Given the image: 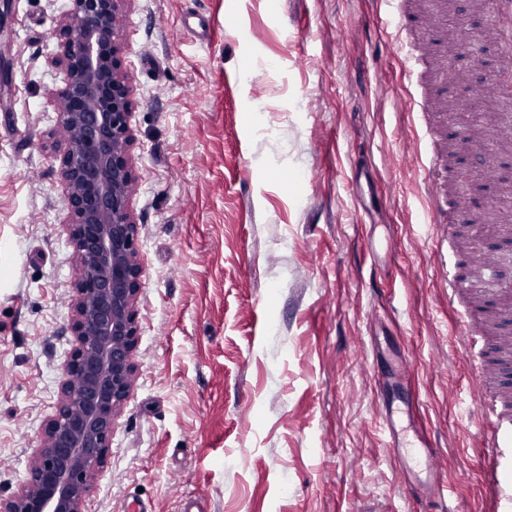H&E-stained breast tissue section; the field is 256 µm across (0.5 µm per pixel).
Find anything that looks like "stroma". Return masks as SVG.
<instances>
[{"label":"stroma","mask_w":512,"mask_h":512,"mask_svg":"<svg viewBox=\"0 0 512 512\" xmlns=\"http://www.w3.org/2000/svg\"><path fill=\"white\" fill-rule=\"evenodd\" d=\"M420 44L480 38L469 0ZM68 0H0V496L54 414L76 262L50 145ZM375 0H127L130 206L141 226L137 367L83 512H420L397 478L378 363L406 356L408 429L445 458L459 512H488L468 418V305L432 277L437 228L402 160L430 144ZM396 165L386 166V156Z\"/></svg>","instance_id":"1"}]
</instances>
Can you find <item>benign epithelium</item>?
I'll return each instance as SVG.
<instances>
[{
	"mask_svg": "<svg viewBox=\"0 0 512 512\" xmlns=\"http://www.w3.org/2000/svg\"><path fill=\"white\" fill-rule=\"evenodd\" d=\"M70 2L54 30L63 84L53 94L60 128L53 148L77 259L75 345L27 481L0 498V512H82L136 376L140 225L130 209L131 90L116 58V18L126 0ZM456 64L496 69L499 57L473 51ZM495 175L501 183L512 178L511 155L499 156Z\"/></svg>",
	"mask_w": 512,
	"mask_h": 512,
	"instance_id": "benign-epithelium-1",
	"label": "benign epithelium"
}]
</instances>
